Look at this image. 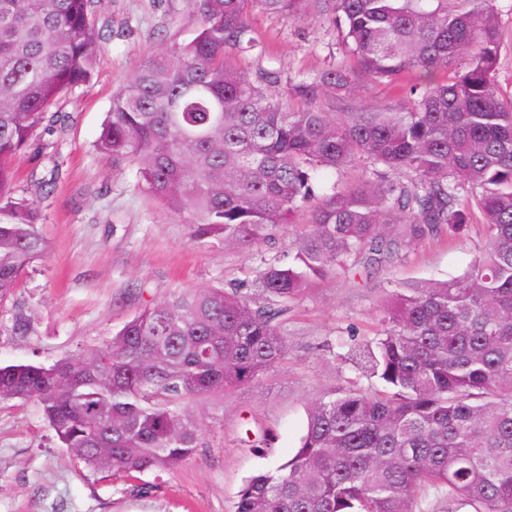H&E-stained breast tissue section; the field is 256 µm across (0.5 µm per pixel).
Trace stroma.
<instances>
[{"mask_svg":"<svg viewBox=\"0 0 512 512\" xmlns=\"http://www.w3.org/2000/svg\"><path fill=\"white\" fill-rule=\"evenodd\" d=\"M251 24L269 50L244 68L276 73L280 91L289 76L319 69L340 51L335 33L310 20L282 22L257 12ZM96 25L101 45L93 75L56 106L65 125L37 131L15 161L17 196H34V183L47 178L55 184L34 196L48 256L0 297L2 367L49 366L98 345L145 302L218 282L249 283L264 259L287 253L295 240L290 232L250 252L198 248L139 190L135 167L96 147L113 95L141 63L195 37L201 19L189 0H102ZM481 241L476 216L465 239L423 241L369 276L315 281L283 324L287 360L259 383L225 395L220 409L194 404L206 446L169 474L91 471L57 446L35 402L0 401V512H231L249 476L298 447L312 402L353 382L378 389L346 361V343L375 335L390 291L460 276ZM21 317L30 323L23 334L14 328ZM249 431L272 436L268 454L244 443Z\"/></svg>","mask_w":512,"mask_h":512,"instance_id":"stroma-1","label":"stroma"}]
</instances>
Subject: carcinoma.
<instances>
[{
    "label": "carcinoma",
    "mask_w": 512,
    "mask_h": 512,
    "mask_svg": "<svg viewBox=\"0 0 512 512\" xmlns=\"http://www.w3.org/2000/svg\"><path fill=\"white\" fill-rule=\"evenodd\" d=\"M101 0H0V295L47 255L42 213L14 196V158L88 82ZM190 0L187 43L143 61L112 98L99 151L205 249H252L304 215L291 261L249 284L144 305L100 345L0 367V400H33L94 472L169 473L204 447L201 399L282 363L288 305L317 279L387 263L428 238L483 244L466 272L390 292L376 337L349 347L389 392L341 386L307 409L299 447L247 478L233 512H512V98L496 81V0ZM337 31L341 57L288 78V97L231 63L265 47L253 12ZM384 84L404 108L361 106ZM327 106L350 100L348 112ZM371 176L318 192L324 170Z\"/></svg>",
    "instance_id": "carcinoma-1"
}]
</instances>
